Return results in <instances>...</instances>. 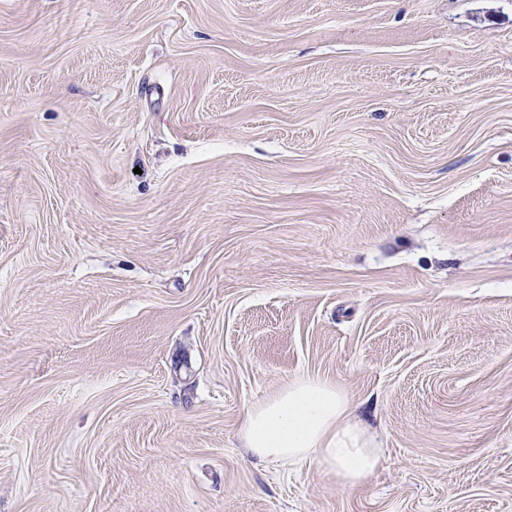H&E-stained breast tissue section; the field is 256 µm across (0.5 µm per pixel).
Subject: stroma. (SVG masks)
<instances>
[{"instance_id":"35a3bbf8","label":"stroma","mask_w":512,"mask_h":512,"mask_svg":"<svg viewBox=\"0 0 512 512\" xmlns=\"http://www.w3.org/2000/svg\"><path fill=\"white\" fill-rule=\"evenodd\" d=\"M0 512H512V0H0ZM240 439L249 454L265 461L291 467L316 462L345 487L382 463L374 432L353 417L344 393L318 376L298 377L253 406Z\"/></svg>"}]
</instances>
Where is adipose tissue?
<instances>
[{
  "mask_svg": "<svg viewBox=\"0 0 512 512\" xmlns=\"http://www.w3.org/2000/svg\"><path fill=\"white\" fill-rule=\"evenodd\" d=\"M240 439L259 459L291 467L314 462L345 487L359 484L382 463L374 432L354 418L344 393L318 376L298 377L253 406Z\"/></svg>",
  "mask_w": 512,
  "mask_h": 512,
  "instance_id": "ef3b65f1",
  "label": "adipose tissue"
}]
</instances>
